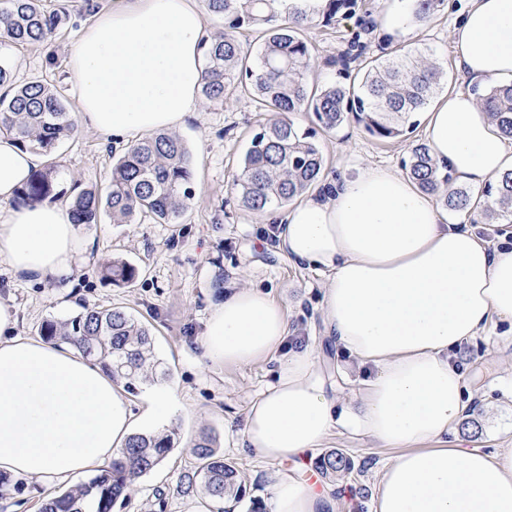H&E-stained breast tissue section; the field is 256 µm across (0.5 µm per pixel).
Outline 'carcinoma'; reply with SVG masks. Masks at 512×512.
Instances as JSON below:
<instances>
[{"instance_id": "1", "label": "carcinoma", "mask_w": 512, "mask_h": 512, "mask_svg": "<svg viewBox=\"0 0 512 512\" xmlns=\"http://www.w3.org/2000/svg\"><path fill=\"white\" fill-rule=\"evenodd\" d=\"M0 30L5 41L43 44L56 36L68 16L66 7L47 11L40 0H4ZM286 0H206L207 14L224 20V30L213 36L205 51L201 92L208 102L243 103L272 117L252 132L238 174L229 192L242 207L259 215L281 209L302 198L316 186L325 170V159L316 143L317 130L338 128L352 114L370 136L397 139L420 124L418 115L443 88L447 72L424 49L390 56L382 53L365 59L354 71L350 61L364 54L362 34L374 28L363 0H323L317 16L325 25L336 18L353 19L357 27L351 47L354 56H343L338 82L317 88L310 84L312 47L306 37L310 22ZM412 16L426 22L445 5V0H410ZM251 31L261 40L256 63L244 53L241 37ZM0 134L24 148L51 157L60 143L76 132V122L61 94L39 79L16 83L7 56L0 54ZM492 124L512 139V83L492 85L479 95ZM312 115L311 126L302 127L290 116ZM408 177L422 191L436 195L450 212L472 208V194L454 187L450 163L431 154L421 143L403 162ZM58 190L55 165L37 169L18 193L24 204L34 206L53 200ZM195 196L194 173L188 149L168 132L132 142L112 164L106 194L82 189L72 197L76 224H94L101 213L113 223L126 224L138 215L176 222ZM483 223H512V170L502 173L481 192ZM102 278L128 284L137 269L112 258L100 267ZM40 335L51 343H63L84 357L96 360L112 379L129 389L157 378L160 362L155 357L151 333L121 307L85 308L64 319L42 323ZM175 449L174 434L136 433L119 456L89 481L45 499L39 512H113L134 491L132 480L151 472ZM200 460L204 494L215 500L238 498L242 479L238 469L218 455L209 440L195 445ZM325 475H348L353 465L348 456L334 451L319 459Z\"/></svg>"}]
</instances>
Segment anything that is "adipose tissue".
Instances as JSON below:
<instances>
[{
  "instance_id": "1",
  "label": "adipose tissue",
  "mask_w": 512,
  "mask_h": 512,
  "mask_svg": "<svg viewBox=\"0 0 512 512\" xmlns=\"http://www.w3.org/2000/svg\"><path fill=\"white\" fill-rule=\"evenodd\" d=\"M206 38L197 0H114L68 62L79 125L116 141L183 127L199 105ZM453 43L471 80H512V0H469ZM424 122L426 145L450 162L457 182L478 188L512 169V144L470 90L446 94ZM39 163L0 135V258L17 276L59 281L83 254L69 206L10 205ZM265 221L278 226L288 258L326 275L327 339L376 372L339 401L316 349H285L286 305L225 285L199 339L204 359L278 362L275 383L249 405L239 431L244 446L278 466L261 512H336L338 487H315L284 467L336 432L394 453L374 512H512V449L491 455L447 441L470 404L451 353L512 324V240L491 243L443 223L414 181L373 166ZM16 327L12 307L0 302V471L68 482L118 455L138 419L159 426L171 414L174 386L155 388L135 416L125 389L98 364Z\"/></svg>"
}]
</instances>
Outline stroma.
Here are the masks:
<instances>
[{
	"label": "stroma",
	"instance_id": "1",
	"mask_svg": "<svg viewBox=\"0 0 512 512\" xmlns=\"http://www.w3.org/2000/svg\"><path fill=\"white\" fill-rule=\"evenodd\" d=\"M467 5L468 0H447L444 11L427 25L408 32L381 24L388 0H367L378 23L366 38V54L377 55L386 37L391 40L390 51L396 53L428 48L448 72L447 90L466 87L454 63L452 33ZM89 20L85 13L71 12L52 41L9 47L15 80L42 79L57 89L70 111H77L68 61ZM353 28V21L343 19L333 27L316 24L308 30L307 39L314 48L311 81L315 86L337 81L339 57L349 47ZM264 119V113L242 105L204 101L178 129L192 156L196 195L177 223L160 224L139 216L131 223L115 224L103 215L97 223L82 225L90 260L78 263L66 283L21 279L0 264V302L15 310L19 335L38 338L45 320L64 319L85 307H121L148 325L154 351L169 371L167 381L177 386V402L166 424L175 435L176 448L141 478L130 500L116 505L113 512H188L191 501L203 496L194 445L204 435L211 438L218 455L241 471L244 494L237 504L243 510L265 494L278 469L250 450L239 449L236 437L227 430L228 422L242 423L250 403L274 382L275 362L214 366L204 360L198 344L209 311L220 298L219 282L257 288L286 304L290 309L289 346L321 348L324 368L337 381L339 399H349L367 374L349 356L326 347L319 310L325 276L288 259L278 247L272 225L227 192L249 131ZM316 140L326 160L325 178L339 180L367 166L403 173V162L413 146L422 142L423 132L418 129L383 142L369 136L350 117L336 130L318 132ZM122 151V146L112 145L95 130L78 129L54 155L60 188L68 193L76 187L106 190L113 158ZM112 257L136 267L138 275L132 283L113 284L101 277L102 261ZM499 329V334L462 345L453 357L473 398L454 441L460 448L489 454L512 445V335L507 324H500ZM324 448L342 451L362 468L361 474L336 477V484L344 488L337 512H373L379 473L390 451L375 447L367 438L346 434L332 435ZM63 490L60 484L47 486L17 478L15 489L0 499V512H39L44 498Z\"/></svg>",
	"mask_w": 512,
	"mask_h": 512
}]
</instances>
